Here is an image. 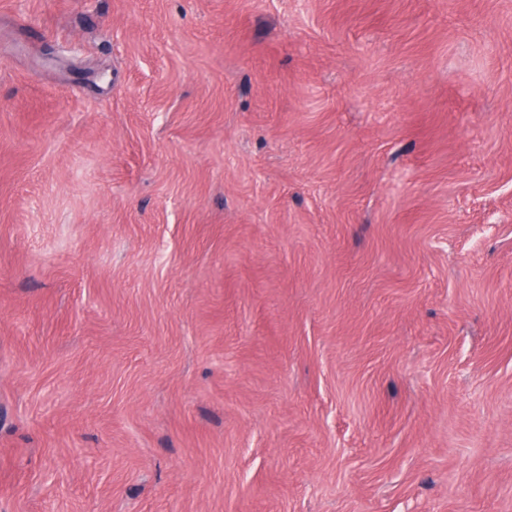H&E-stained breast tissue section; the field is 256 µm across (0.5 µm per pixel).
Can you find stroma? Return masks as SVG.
<instances>
[{"instance_id":"35a3bbf8","label":"stroma","mask_w":512,"mask_h":512,"mask_svg":"<svg viewBox=\"0 0 512 512\" xmlns=\"http://www.w3.org/2000/svg\"><path fill=\"white\" fill-rule=\"evenodd\" d=\"M0 512H512V0H0Z\"/></svg>"}]
</instances>
